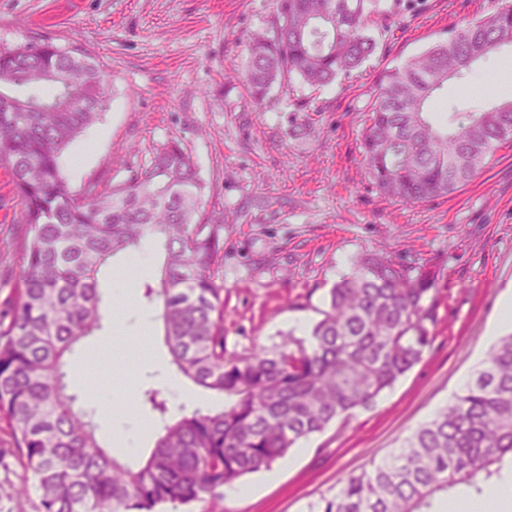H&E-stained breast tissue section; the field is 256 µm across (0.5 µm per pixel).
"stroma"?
I'll return each instance as SVG.
<instances>
[{
    "instance_id": "stroma-1",
    "label": "stroma",
    "mask_w": 512,
    "mask_h": 512,
    "mask_svg": "<svg viewBox=\"0 0 512 512\" xmlns=\"http://www.w3.org/2000/svg\"><path fill=\"white\" fill-rule=\"evenodd\" d=\"M494 0H405L376 53L350 77L314 90L299 80L272 87L255 105L236 75L252 33L270 28L273 0H0V45L48 39L80 48L99 65L108 96L100 120L63 153L71 190L87 182L109 189L146 168L174 139L191 152L208 206L223 210L224 336L228 349L272 346L298 322L314 325L330 288L362 254L437 278V321L430 351L369 408L336 419L301 441L271 469L224 489V512H309L348 474L385 458L450 403L512 333L498 307L512 291V147L457 191L422 203L383 196L362 157L365 111L373 82L445 37L447 30L491 12ZM512 44L452 82L432 106L437 116L475 112L505 97L500 65ZM91 153L81 166L73 156ZM6 168L0 166V311L13 300L26 227ZM142 248L151 265L131 303L112 308L101 332L71 354L74 391L99 410V436L123 457L117 433L143 426L140 457L155 445L156 424L139 399L147 388L169 392L183 376L170 362L157 285L163 254ZM154 314L143 338L140 311ZM23 470L0 426V512H38L36 491L13 492Z\"/></svg>"
}]
</instances>
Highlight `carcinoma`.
<instances>
[{
  "instance_id": "1",
  "label": "carcinoma",
  "mask_w": 512,
  "mask_h": 512,
  "mask_svg": "<svg viewBox=\"0 0 512 512\" xmlns=\"http://www.w3.org/2000/svg\"><path fill=\"white\" fill-rule=\"evenodd\" d=\"M402 0H274L271 31L251 37L243 80L263 102L276 83H334L375 52ZM512 42V7L475 17L426 52L385 70L371 90L362 148L384 194L408 202L447 195L474 179L512 142V98L442 123L431 105L448 81ZM49 92H43V88ZM26 89L23 94L16 93ZM0 164L8 168L27 227L19 288L0 313V423L32 477L41 512H159L209 500L268 469L336 419L375 405L432 346L435 279L377 254L329 290L304 337L283 336L230 352L224 339L223 214L203 206L205 185L176 141L110 190L71 191L60 158L106 105L98 66L50 41L0 46ZM147 235L164 240L161 288L165 344L178 370L224 396V408H194L165 422L155 389L142 403L164 420L148 458L133 467L97 435L96 410L69 392L68 356L102 329L98 274ZM512 460V334L501 337L461 393L371 468L348 475L309 512H437L459 485L496 489Z\"/></svg>"
}]
</instances>
